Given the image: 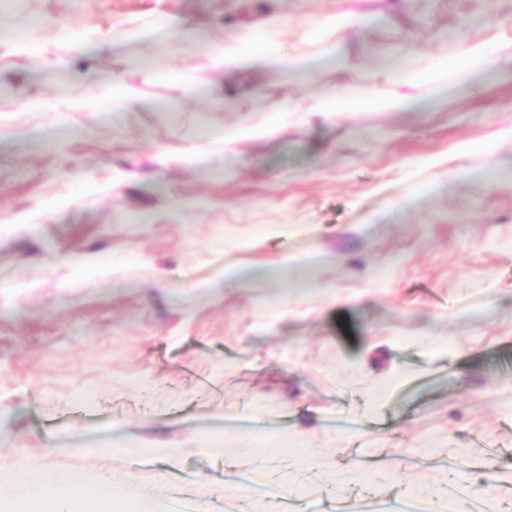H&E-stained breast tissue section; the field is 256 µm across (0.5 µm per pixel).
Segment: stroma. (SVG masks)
<instances>
[{
	"instance_id": "obj_1",
	"label": "stroma",
	"mask_w": 512,
	"mask_h": 512,
	"mask_svg": "<svg viewBox=\"0 0 512 512\" xmlns=\"http://www.w3.org/2000/svg\"><path fill=\"white\" fill-rule=\"evenodd\" d=\"M346 7L370 22L323 38ZM271 15L309 78L212 67ZM465 23L512 43V0H0V470L134 483L160 512H335L322 484L238 492L273 435L271 476L333 463L354 510L458 482L512 512V62L439 100L404 75L450 66ZM336 88L418 108L315 111ZM256 475L261 476V475H265V474L257 472L254 469H250L249 467H245L235 477V480L240 487L247 490L248 492H249L248 489H250L252 491L262 490V491L266 492L267 494H269L268 497H271L270 495H277L280 492L282 493L283 491H285V489H287V487H283V486L279 485L278 483H275V485L270 484L267 486L260 487L252 480V476H256Z\"/></svg>"
}]
</instances>
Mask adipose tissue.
Masks as SVG:
<instances>
[{
  "instance_id": "obj_1",
  "label": "adipose tissue",
  "mask_w": 512,
  "mask_h": 512,
  "mask_svg": "<svg viewBox=\"0 0 512 512\" xmlns=\"http://www.w3.org/2000/svg\"><path fill=\"white\" fill-rule=\"evenodd\" d=\"M453 65H438L415 72V79L425 81L434 88L452 83L461 90L477 86L489 61L483 47L473 45L468 29L456 31L451 42ZM215 69L233 73L248 67L277 65L299 73L309 72L306 57L271 52H253L238 39L225 41L222 50L212 54ZM403 97H355L339 91L325 97L320 109L324 112H391L409 107ZM84 484L77 475L67 471H45L33 475L29 466L21 464L0 472V512H75L85 502Z\"/></svg>"
}]
</instances>
